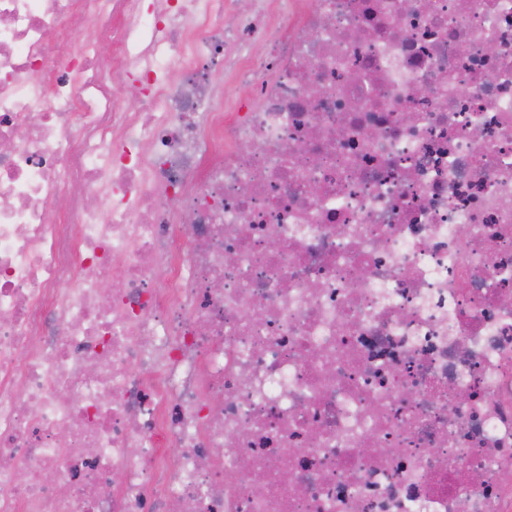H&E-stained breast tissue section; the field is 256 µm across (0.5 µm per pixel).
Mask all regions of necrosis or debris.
<instances>
[{"label": "necrosis or debris", "instance_id": "1", "mask_svg": "<svg viewBox=\"0 0 512 512\" xmlns=\"http://www.w3.org/2000/svg\"><path fill=\"white\" fill-rule=\"evenodd\" d=\"M0 512H512V0H0Z\"/></svg>", "mask_w": 512, "mask_h": 512}]
</instances>
